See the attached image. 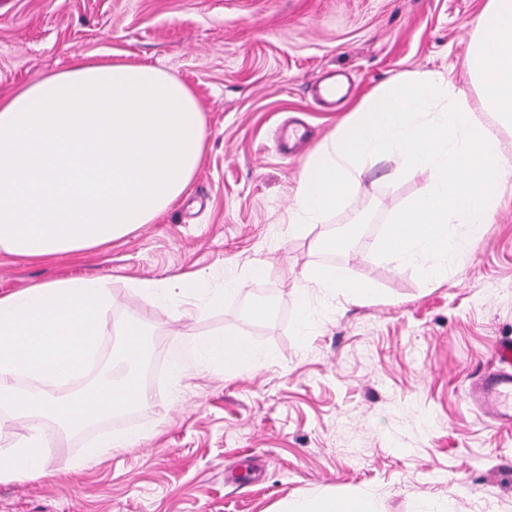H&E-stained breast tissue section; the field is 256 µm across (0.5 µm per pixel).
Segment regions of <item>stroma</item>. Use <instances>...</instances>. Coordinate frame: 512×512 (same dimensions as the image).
<instances>
[{
    "label": "stroma",
    "instance_id": "1",
    "mask_svg": "<svg viewBox=\"0 0 512 512\" xmlns=\"http://www.w3.org/2000/svg\"><path fill=\"white\" fill-rule=\"evenodd\" d=\"M487 0H0V97L66 68L72 54L151 64L189 85L207 120L208 148L183 197L155 223L111 246L46 262L0 261V294L54 278L95 277L112 294L100 352L88 375L119 374L127 320L148 336L149 367L164 374L133 422L134 447L91 457L103 425L32 426L49 443L46 477L0 480V512H279L298 498L363 493L378 512H512V427L467 401L492 350L512 341V196L481 241L438 282L417 267L376 259L387 220L428 183L382 161L353 202L302 234L288 233L299 172L357 98L408 74L441 73L471 93L467 42ZM350 76L353 96L324 111L313 87ZM307 125L305 152L284 155L282 122ZM356 224L341 251L325 239ZM344 267L376 288L348 304L318 288L315 321L295 315L307 266ZM206 285L168 322L164 284L188 273ZM242 288L215 305L225 280ZM272 312L254 318V304ZM261 354L236 376L187 364L184 344L214 332Z\"/></svg>",
    "mask_w": 512,
    "mask_h": 512
}]
</instances>
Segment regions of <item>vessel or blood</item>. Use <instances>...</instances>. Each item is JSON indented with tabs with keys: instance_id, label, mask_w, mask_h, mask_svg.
I'll list each match as a JSON object with an SVG mask.
<instances>
[{
	"instance_id": "vessel-or-blood-1",
	"label": "vessel or blood",
	"mask_w": 512,
	"mask_h": 512,
	"mask_svg": "<svg viewBox=\"0 0 512 512\" xmlns=\"http://www.w3.org/2000/svg\"><path fill=\"white\" fill-rule=\"evenodd\" d=\"M494 371L476 382L470 398L495 423L512 426V342L496 344Z\"/></svg>"
}]
</instances>
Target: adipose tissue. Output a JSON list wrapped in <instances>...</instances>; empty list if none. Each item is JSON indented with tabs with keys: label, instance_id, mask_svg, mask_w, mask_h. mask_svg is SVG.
<instances>
[{
	"label": "adipose tissue",
	"instance_id": "ef3b65f1",
	"mask_svg": "<svg viewBox=\"0 0 512 512\" xmlns=\"http://www.w3.org/2000/svg\"><path fill=\"white\" fill-rule=\"evenodd\" d=\"M207 148L194 91L162 67L92 64L75 55L60 71L0 98V258L42 261L101 249L155 220L186 191ZM305 284L352 304L370 286L333 265L311 266ZM188 354L234 374L257 353L244 339L212 333ZM39 432L0 449V479L46 474ZM287 512H377L368 497L324 495Z\"/></svg>",
	"mask_w": 512,
	"mask_h": 512
}]
</instances>
